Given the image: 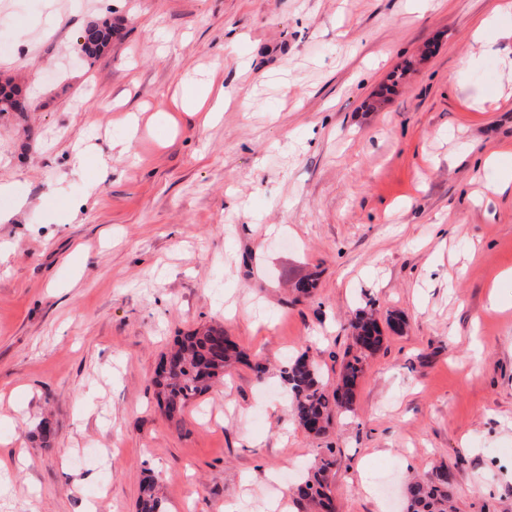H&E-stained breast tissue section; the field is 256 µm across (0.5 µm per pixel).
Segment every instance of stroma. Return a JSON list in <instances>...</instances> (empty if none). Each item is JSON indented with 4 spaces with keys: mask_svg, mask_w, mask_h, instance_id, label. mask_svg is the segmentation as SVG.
I'll return each mask as SVG.
<instances>
[{
    "mask_svg": "<svg viewBox=\"0 0 512 512\" xmlns=\"http://www.w3.org/2000/svg\"><path fill=\"white\" fill-rule=\"evenodd\" d=\"M501 4L0 0V81L30 107L0 117V512H137L150 476L167 512H269L329 448L336 512H403L439 467L455 512H512V185L483 165L512 166ZM209 84L207 120L181 100ZM361 309L403 331L312 437L281 371L305 353L335 387ZM209 325L245 357L171 421L151 377ZM113 34L114 29L110 19L87 27L83 34V38L87 40L81 44L82 60L89 65L96 61L112 43Z\"/></svg>",
    "mask_w": 512,
    "mask_h": 512,
    "instance_id": "35a3bbf8",
    "label": "stroma"
}]
</instances>
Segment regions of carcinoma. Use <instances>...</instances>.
<instances>
[{
    "mask_svg": "<svg viewBox=\"0 0 512 512\" xmlns=\"http://www.w3.org/2000/svg\"><path fill=\"white\" fill-rule=\"evenodd\" d=\"M87 40L81 44L82 60L96 61L112 43V21L105 19L87 27ZM27 107L19 91L0 85V113L25 112ZM356 354L343 362L336 389L328 391L317 365L305 354L288 361L283 379L291 393L290 413L293 420L309 434H325L334 414L352 408L357 388L364 377L366 358L384 345L385 336L372 312H362L351 323ZM173 360L159 367L152 381L159 407L168 419L181 416L193 401L208 393L213 383L222 380L240 360L239 347L224 335L222 327H208L190 332L170 351ZM336 455L333 449L307 468L297 487L298 502L315 512H334L331 478L335 476ZM448 479L442 469L427 479L411 480L405 490V512H448ZM138 512H166L152 480L141 487Z\"/></svg>",
    "mask_w": 512,
    "mask_h": 512,
    "instance_id": "obj_1",
    "label": "carcinoma"
}]
</instances>
